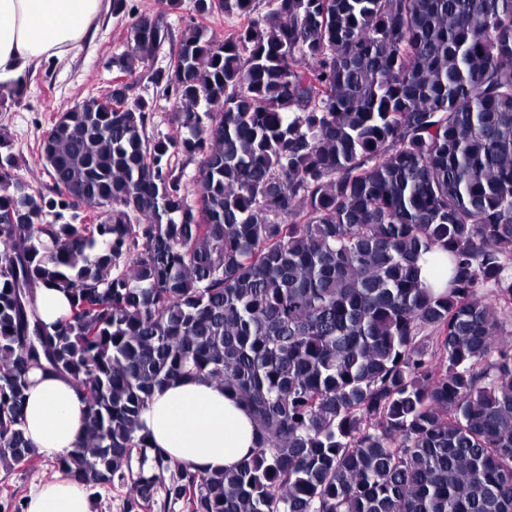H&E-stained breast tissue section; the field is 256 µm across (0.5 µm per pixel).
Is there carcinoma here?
I'll return each mask as SVG.
<instances>
[{
    "label": "carcinoma",
    "instance_id": "carcinoma-1",
    "mask_svg": "<svg viewBox=\"0 0 512 512\" xmlns=\"http://www.w3.org/2000/svg\"><path fill=\"white\" fill-rule=\"evenodd\" d=\"M162 5L112 55L130 82L43 132L47 192L0 154L3 477L47 461L24 432L40 370L85 405L53 466L128 488L127 512L160 490L181 512H512V0H193L151 70L171 135L132 82L171 41ZM438 249L443 292L420 279ZM38 288L67 310L44 320ZM199 378L254 420L232 469L143 432ZM154 112V131L162 134L174 133V127L170 122L171 112H174L172 101H167L161 94L159 97L158 89Z\"/></svg>",
    "mask_w": 512,
    "mask_h": 512
}]
</instances>
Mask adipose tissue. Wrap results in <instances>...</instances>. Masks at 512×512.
I'll use <instances>...</instances> for the list:
<instances>
[{"instance_id":"1","label":"adipose tissue","mask_w":512,"mask_h":512,"mask_svg":"<svg viewBox=\"0 0 512 512\" xmlns=\"http://www.w3.org/2000/svg\"><path fill=\"white\" fill-rule=\"evenodd\" d=\"M103 0H0V84L13 85L50 60L78 53ZM25 436L56 458L72 448L84 405L70 382L33 371ZM153 447L196 472L235 467L255 446L248 413L205 380L175 381L155 393L142 415ZM25 512H91L85 487L67 479L38 485Z\"/></svg>"}]
</instances>
